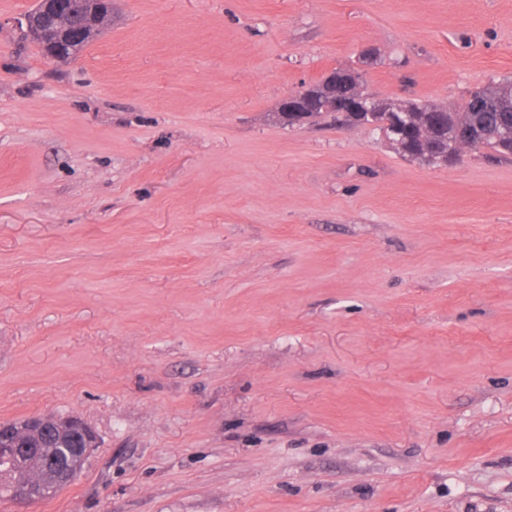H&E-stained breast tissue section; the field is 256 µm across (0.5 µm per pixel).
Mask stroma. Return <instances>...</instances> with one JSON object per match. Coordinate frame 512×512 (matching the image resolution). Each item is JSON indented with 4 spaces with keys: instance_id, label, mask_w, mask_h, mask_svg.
Instances as JSON below:
<instances>
[{
    "instance_id": "1",
    "label": "stroma",
    "mask_w": 512,
    "mask_h": 512,
    "mask_svg": "<svg viewBox=\"0 0 512 512\" xmlns=\"http://www.w3.org/2000/svg\"><path fill=\"white\" fill-rule=\"evenodd\" d=\"M0 0V422L101 439L33 512H512V158L282 101L512 78V0H112L72 63ZM46 423L53 424L60 433L73 435L77 442L76 449L84 461L88 460L93 448L98 446V438L94 430L75 415H34L25 418L20 425L28 435H37Z\"/></svg>"
}]
</instances>
